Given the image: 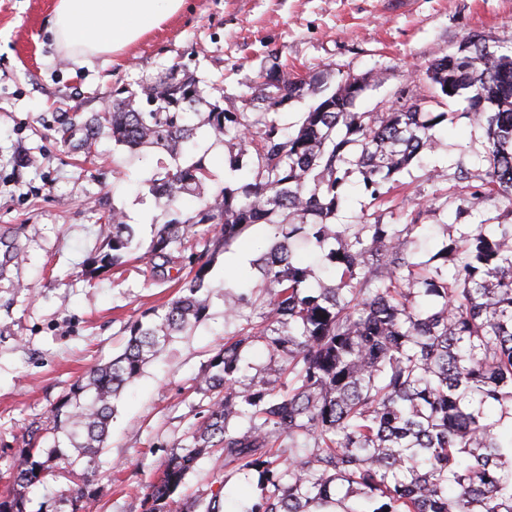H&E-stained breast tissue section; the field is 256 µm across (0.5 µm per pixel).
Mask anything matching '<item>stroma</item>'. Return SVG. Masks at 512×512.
Returning <instances> with one entry per match:
<instances>
[{
	"mask_svg": "<svg viewBox=\"0 0 512 512\" xmlns=\"http://www.w3.org/2000/svg\"><path fill=\"white\" fill-rule=\"evenodd\" d=\"M55 5L0 0V236L22 254L0 273L1 471L13 464L26 430L46 421L76 379L123 351L132 322L180 293L141 251L93 281L83 276L113 210L149 245L160 203L143 181L175 162L148 148L130 154L108 128L89 127L118 93L139 91L175 67L198 78L207 101L247 112L259 75L292 63L331 90L347 74L375 76L356 103L362 112L398 93L412 95L430 63L468 36L512 46V0H188L123 52L85 63L50 37ZM464 107L451 103L457 119L438 127L433 148L402 176L407 201L382 218L418 221L411 247L422 261L502 211L491 199L455 215L463 193L456 165L480 169L486 144L484 128L463 117ZM66 122L73 128L64 139ZM229 151L203 130L177 162L204 157L209 198L229 175ZM269 236L268 227L256 226L215 257L206 317L175 336L123 392L95 470L101 512H140L144 485L196 423L203 395L195 378L232 331L224 323V287L243 279L235 257H256ZM217 477L227 480L223 512H246L261 495L258 474L226 475L216 455L199 462L183 491L209 497Z\"/></svg>",
	"mask_w": 512,
	"mask_h": 512,
	"instance_id": "obj_1",
	"label": "stroma"
}]
</instances>
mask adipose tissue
<instances>
[{
    "mask_svg": "<svg viewBox=\"0 0 512 512\" xmlns=\"http://www.w3.org/2000/svg\"><path fill=\"white\" fill-rule=\"evenodd\" d=\"M186 0H57L49 33L73 54L123 51L178 14Z\"/></svg>",
    "mask_w": 512,
    "mask_h": 512,
    "instance_id": "adipose-tissue-1",
    "label": "adipose tissue"
}]
</instances>
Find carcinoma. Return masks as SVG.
<instances>
[{"instance_id":"obj_1","label":"carcinoma","mask_w":512,"mask_h":512,"mask_svg":"<svg viewBox=\"0 0 512 512\" xmlns=\"http://www.w3.org/2000/svg\"><path fill=\"white\" fill-rule=\"evenodd\" d=\"M462 62L445 54L427 69L426 92L389 112H355L351 75L286 133L272 99L315 93L293 78L260 82L250 112H227L202 96L199 80L171 69L118 98L91 120L117 146L176 157L199 128L228 140L235 184L182 215L185 194L210 177L203 158L146 181L164 200L153 217L150 259L173 260L193 228L207 225L204 251L182 257V294L128 327L123 352L71 384L47 424L30 428L0 491V512H28L29 490L48 480L72 482L60 494L69 512H93L92 479L116 401L173 334L199 323L209 252L227 251L252 227H272L271 244L251 262L260 274L238 304L224 305L232 335L198 376L206 404L188 442L169 449L146 486L141 512H222L224 484L209 500L180 495L199 461L219 451L224 469L259 474L262 493L248 512H512V222L461 234L420 263L409 249L416 224L380 222L400 204V175L432 148L441 98L459 97L464 117L485 127L481 184L468 185L460 210L490 198L512 216V52L467 38ZM206 105L201 112L198 106ZM359 173L368 208L355 224H333L341 189ZM108 251L93 256L90 277L124 263L136 236L112 210L102 225ZM296 239L314 243L337 282H315L294 260ZM454 253L448 270V253ZM260 310V321L238 306ZM262 343L278 376L241 386L245 354ZM500 407L499 418L488 410Z\"/></svg>"}]
</instances>
